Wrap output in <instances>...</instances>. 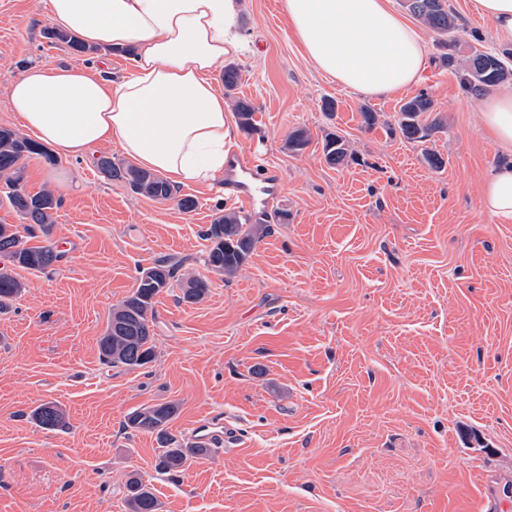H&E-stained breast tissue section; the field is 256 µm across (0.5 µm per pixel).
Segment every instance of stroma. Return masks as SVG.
<instances>
[{"label":"stroma","mask_w":512,"mask_h":512,"mask_svg":"<svg viewBox=\"0 0 512 512\" xmlns=\"http://www.w3.org/2000/svg\"><path fill=\"white\" fill-rule=\"evenodd\" d=\"M283 0H242L252 51L235 57L237 97L255 107L253 134L230 151L279 175L264 236L233 276L209 271L204 233L234 211L223 183L178 187L152 200L99 172L115 146L82 161L34 155L24 186L60 195L47 270L12 266L22 292L0 312V512H127L138 474L160 512H485L512 483V223H497L480 188L503 149L481 127L483 97L442 66L437 35L419 33L428 65L411 89L354 94L319 72L291 29ZM473 0H448L450 51L503 50ZM44 0H0V128L20 131L9 87L34 63H107L51 43ZM427 93L443 127L426 143L396 132L401 104ZM332 98L334 111L322 108ZM377 115L374 128L364 110ZM309 143L288 151L293 131ZM353 161L329 167L326 134ZM431 149L445 161L432 170ZM165 259L177 278L207 277L201 301L179 287L157 298L155 359L105 365L98 338L139 269ZM52 402L68 425L36 427ZM175 403L179 440L197 421L224 420L225 443L177 475L158 473L154 436L130 413Z\"/></svg>","instance_id":"1"}]
</instances>
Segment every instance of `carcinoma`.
I'll return each instance as SVG.
<instances>
[{
	"instance_id": "carcinoma-1",
	"label": "carcinoma",
	"mask_w": 512,
	"mask_h": 512,
	"mask_svg": "<svg viewBox=\"0 0 512 512\" xmlns=\"http://www.w3.org/2000/svg\"><path fill=\"white\" fill-rule=\"evenodd\" d=\"M406 9L418 21L433 31L443 44L453 39L457 18L448 7V0H411ZM46 38L67 45L78 53L98 54V47L86 46L74 36L53 28L45 30ZM441 63L461 70V86L470 93H481L512 79V52H495L473 49L462 61L451 54L441 57ZM239 125L245 132L254 131L255 108L245 100L233 105ZM433 111V101L421 93L400 107L398 127L402 136L412 142L424 143L441 127L439 119L427 121ZM323 154L329 165H341L349 158L348 143L343 137L328 133L323 143ZM33 155L49 157L46 148L15 131L0 128V174L5 176L4 198L8 206L23 223V230L12 224H0V257L12 264L34 270H44L59 258L50 245L29 246L27 241L37 237V232L48 233L52 224V211L60 199L50 190L35 194L26 192L22 185L25 161ZM99 170L107 177L126 183L138 195L155 200L173 197L170 183L159 174L144 170L131 163L115 162L108 157L98 159ZM211 245L206 265L215 273L232 276L246 263L260 241V230L247 219L234 212L219 216L206 233ZM175 269L157 263L138 272L136 288L110 313L106 328L98 339L102 361L114 367L140 368L153 361L155 298L173 286ZM208 282L201 277H189L182 283V300L197 302L207 293ZM21 292V283L9 272L0 268V309ZM177 411L173 403H164L135 411L127 419L128 428L152 434L161 447L156 470L170 473L182 468L188 459L208 452L202 446L184 445L168 430ZM37 426L55 430L66 425L65 413L52 402L39 405L32 411ZM128 512H160V503L151 489L140 479L132 477L126 484Z\"/></svg>"
}]
</instances>
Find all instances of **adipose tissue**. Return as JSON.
I'll list each match as a JSON object with an SVG mask.
<instances>
[{"label":"adipose tissue","instance_id":"ef3b65f1","mask_svg":"<svg viewBox=\"0 0 512 512\" xmlns=\"http://www.w3.org/2000/svg\"><path fill=\"white\" fill-rule=\"evenodd\" d=\"M288 21L316 69L352 92L387 97L415 85L426 64L415 28L388 0H283ZM56 28L90 45L132 48L122 77L105 68H24L10 108L58 156L81 159L117 143L171 185L223 177L236 126L217 79L245 48L238 0H46ZM483 125L512 150V87L484 101ZM482 207L512 223V163L493 167Z\"/></svg>","mask_w":512,"mask_h":512}]
</instances>
